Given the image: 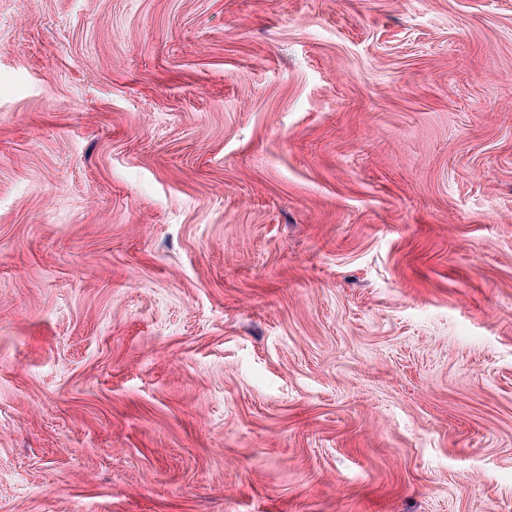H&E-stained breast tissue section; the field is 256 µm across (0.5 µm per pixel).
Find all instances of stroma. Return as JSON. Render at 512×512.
Returning <instances> with one entry per match:
<instances>
[{"label":"stroma","mask_w":512,"mask_h":512,"mask_svg":"<svg viewBox=\"0 0 512 512\" xmlns=\"http://www.w3.org/2000/svg\"><path fill=\"white\" fill-rule=\"evenodd\" d=\"M0 512H512V0H0Z\"/></svg>","instance_id":"1"}]
</instances>
